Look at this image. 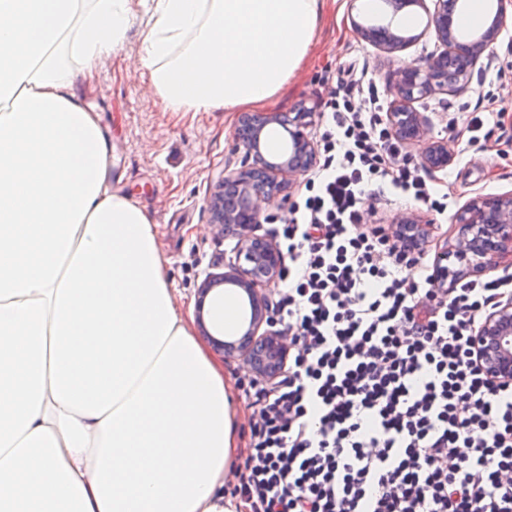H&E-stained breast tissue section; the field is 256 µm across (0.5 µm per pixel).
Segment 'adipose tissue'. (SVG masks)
Masks as SVG:
<instances>
[{
    "label": "adipose tissue",
    "mask_w": 512,
    "mask_h": 512,
    "mask_svg": "<svg viewBox=\"0 0 512 512\" xmlns=\"http://www.w3.org/2000/svg\"><path fill=\"white\" fill-rule=\"evenodd\" d=\"M325 3L0 0V512H235L232 386L75 85L143 6L139 66L169 110L257 106Z\"/></svg>",
    "instance_id": "adipose-tissue-1"
}]
</instances>
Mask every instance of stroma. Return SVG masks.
I'll return each instance as SVG.
<instances>
[{"instance_id": "35a3bbf8", "label": "stroma", "mask_w": 512, "mask_h": 512, "mask_svg": "<svg viewBox=\"0 0 512 512\" xmlns=\"http://www.w3.org/2000/svg\"><path fill=\"white\" fill-rule=\"evenodd\" d=\"M347 10V0H328L307 58L287 86L264 105V112H295L303 106L322 112L350 70L366 73L382 94H390L398 68L440 49L430 34L404 50L387 53L359 38ZM146 21L144 10H137L122 48L99 62L92 76L79 78L78 87L112 140V185L130 195L157 224L170 281L191 317L197 284L231 255L237 242L232 235L217 238L205 200L219 173L240 166L244 158L235 140L241 112L167 110L150 89L148 71L134 67ZM479 100L489 111L501 113L504 123L492 129L484 145L469 143L466 129L469 111ZM412 107L427 119L428 138L446 142L453 155L447 169L429 175L434 187H446L449 209L437 213L405 199L377 197L368 202L369 220L390 232L410 216L433 225L425 248L431 257L437 242L453 236L454 211L478 195L512 194V23H507L493 51L478 60L464 86L417 99ZM224 374L233 387L237 433L245 442L250 426L245 389L252 372L245 361L233 360L225 362Z\"/></svg>"}]
</instances>
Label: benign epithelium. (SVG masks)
Here are the masks:
<instances>
[{
	"instance_id": "obj_1",
	"label": "benign epithelium",
	"mask_w": 512,
	"mask_h": 512,
	"mask_svg": "<svg viewBox=\"0 0 512 512\" xmlns=\"http://www.w3.org/2000/svg\"><path fill=\"white\" fill-rule=\"evenodd\" d=\"M388 4L392 9L389 22L364 26L354 20L352 25L363 40L389 52L408 46L422 34H434L439 52L396 71L392 88L395 104L387 118L400 141L424 143L422 163L426 169L444 170L452 161L448 145L440 140L423 141L426 119L410 103L448 92L468 78L478 59L497 43L512 0H496L486 27L467 38L458 33L455 24L463 0H388ZM408 7H418L426 14L420 35L399 33L396 17ZM311 116L306 110L242 116L235 137L246 150L245 159L240 167L223 171L205 201L217 235L222 238L224 230L233 227L238 230V242L224 271L208 273L197 286L195 318L199 332L215 351L228 359L243 358L254 374L270 381L279 375L288 357V344L270 315L267 296L268 288L279 277L284 256L276 240L260 228L273 220L265 205L275 199L286 200L292 179L316 162L315 144L306 132ZM272 124L288 132V146L278 162L267 160L263 154L265 130ZM453 224V240L444 242L435 254V287L448 289L462 278L478 279L504 260H512V194L474 197L456 211ZM431 229L432 225L412 219L398 225L397 236L407 247L416 248ZM226 286L238 289L245 305L240 336L234 340L213 334L206 319L212 298ZM472 344L492 381L512 382V299L484 318Z\"/></svg>"
}]
</instances>
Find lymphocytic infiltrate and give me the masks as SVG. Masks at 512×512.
<instances>
[{
	"label": "lymphocytic infiltrate",
	"instance_id": "lymphocytic-infiltrate-1",
	"mask_svg": "<svg viewBox=\"0 0 512 512\" xmlns=\"http://www.w3.org/2000/svg\"><path fill=\"white\" fill-rule=\"evenodd\" d=\"M385 107L375 83L343 82L275 231L285 264L271 310L288 361L245 392L234 495L246 512H512V382H492L471 343L512 278L442 292L424 251L367 223L384 192L449 206Z\"/></svg>",
	"mask_w": 512,
	"mask_h": 512
}]
</instances>
